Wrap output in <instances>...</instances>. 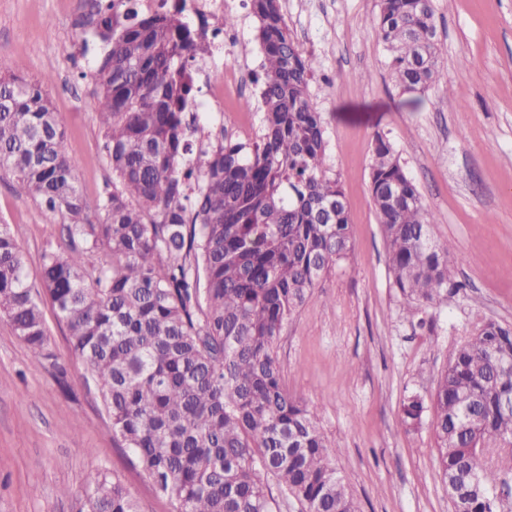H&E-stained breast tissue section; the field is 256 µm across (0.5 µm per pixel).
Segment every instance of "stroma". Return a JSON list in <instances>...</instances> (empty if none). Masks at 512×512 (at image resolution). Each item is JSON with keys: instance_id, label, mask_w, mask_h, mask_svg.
Here are the masks:
<instances>
[{"instance_id": "1", "label": "stroma", "mask_w": 512, "mask_h": 512, "mask_svg": "<svg viewBox=\"0 0 512 512\" xmlns=\"http://www.w3.org/2000/svg\"><path fill=\"white\" fill-rule=\"evenodd\" d=\"M444 85L401 93L387 52L367 25L377 0H285L292 37L318 62L312 100L325 122L327 166L348 205L354 248L284 326L275 353L288 391L316 406L341 447L336 468L359 512H451L433 428L405 429L404 397L432 395L459 342L484 322L512 325V0H434ZM84 35L57 0H0V75L23 66L52 73L49 89L78 169L99 193L111 172L81 77L92 62ZM399 152L434 219L436 241L455 246L460 291L406 316L392 286L386 244L369 192L372 138ZM10 224L38 282L41 254L59 222L0 177V222ZM41 308L56 363L32 360L0 316V512H76L86 475L106 469L138 512H174L112 436L101 394L73 356L48 297Z\"/></svg>"}]
</instances>
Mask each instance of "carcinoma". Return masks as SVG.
I'll return each instance as SVG.
<instances>
[{"label":"carcinoma","mask_w":512,"mask_h":512,"mask_svg":"<svg viewBox=\"0 0 512 512\" xmlns=\"http://www.w3.org/2000/svg\"><path fill=\"white\" fill-rule=\"evenodd\" d=\"M264 51L262 125L246 140L206 141L192 112L199 47L177 4L83 0L94 36V108L112 178L94 197L49 96L51 74L0 78V172L15 193L61 219L41 256V287L96 381L112 434L176 512H276L269 481L299 512H358L316 409L288 392L275 342L323 277L352 251L348 206L326 166L311 100L317 60L288 31L280 0H251ZM402 92L441 82L433 0H378L369 19ZM370 192L393 286L413 317L440 302L454 247L396 150L373 136ZM105 260L90 261L96 253ZM0 315L35 362L56 361L25 254L0 224ZM432 417L457 512H512V328L489 323L461 342L401 424ZM486 448L482 455L478 449ZM77 512H137L122 481L90 473Z\"/></svg>","instance_id":"carcinoma-1"}]
</instances>
